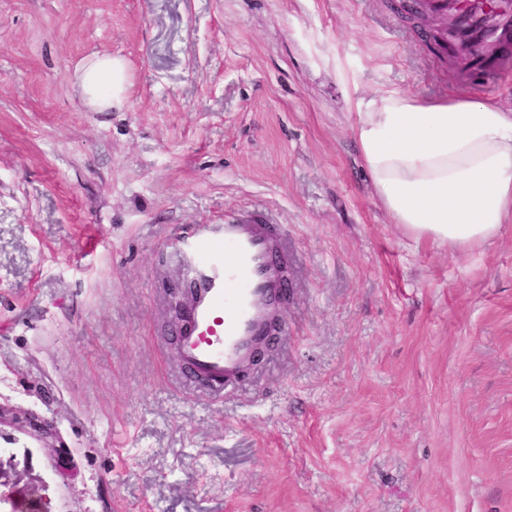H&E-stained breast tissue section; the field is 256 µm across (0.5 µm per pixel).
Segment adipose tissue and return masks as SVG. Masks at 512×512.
Here are the masks:
<instances>
[{
    "label": "adipose tissue",
    "mask_w": 512,
    "mask_h": 512,
    "mask_svg": "<svg viewBox=\"0 0 512 512\" xmlns=\"http://www.w3.org/2000/svg\"><path fill=\"white\" fill-rule=\"evenodd\" d=\"M124 68L108 53L76 66L90 111L120 103ZM354 135L374 194L405 233L465 251L512 223V110L385 92L359 103Z\"/></svg>",
    "instance_id": "adipose-tissue-1"
}]
</instances>
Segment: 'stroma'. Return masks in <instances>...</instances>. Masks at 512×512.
Wrapping results in <instances>:
<instances>
[{"mask_svg": "<svg viewBox=\"0 0 512 512\" xmlns=\"http://www.w3.org/2000/svg\"><path fill=\"white\" fill-rule=\"evenodd\" d=\"M419 0H0V490L18 512H512V223L392 224L360 100L464 94ZM125 65L90 112L74 65ZM265 209L288 334L215 399L165 331L179 238Z\"/></svg>", "mask_w": 512, "mask_h": 512, "instance_id": "obj_1", "label": "stroma"}]
</instances>
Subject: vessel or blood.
<instances>
[{"label": "vessel or blood", "instance_id": "1", "mask_svg": "<svg viewBox=\"0 0 512 512\" xmlns=\"http://www.w3.org/2000/svg\"><path fill=\"white\" fill-rule=\"evenodd\" d=\"M438 19L452 18L453 49L472 63L473 85L490 86L489 63L512 33V0H424ZM275 229L255 213L199 228L181 249L191 290L187 318L174 329L186 379L221 394L270 336L288 285L274 272Z\"/></svg>", "mask_w": 512, "mask_h": 512}]
</instances>
